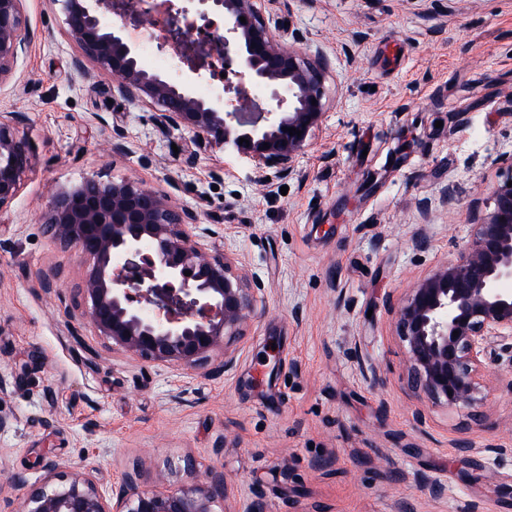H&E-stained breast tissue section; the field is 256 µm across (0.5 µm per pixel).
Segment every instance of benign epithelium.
Listing matches in <instances>:
<instances>
[{
	"label": "benign epithelium",
	"instance_id": "1",
	"mask_svg": "<svg viewBox=\"0 0 512 512\" xmlns=\"http://www.w3.org/2000/svg\"><path fill=\"white\" fill-rule=\"evenodd\" d=\"M60 2L83 54L74 66L92 60L112 90L159 107L160 124L190 130L203 149L232 148L257 170L281 175L321 125L328 60L276 39L264 20L265 0H164L158 48H178L187 66L178 77L146 67L140 48L125 38L126 22L154 17L148 0ZM30 41L22 0H0V82ZM218 62L236 81L224 83V96L204 98L196 86L218 75ZM252 88L264 89L270 102L258 106ZM290 128L301 135H290ZM30 163L17 117L1 112L0 209L16 196ZM498 164L493 208L474 213L464 244L393 308L410 386L448 408L481 404L489 360L512 355L506 343L512 339V156ZM191 219L168 195L139 181L95 179L55 191L37 217L61 247L92 257L80 288L82 317L112 349L196 370L222 351L228 370L235 363L230 344L255 316L261 284L247 287L226 257L205 251L200 236L217 231L204 227L196 234ZM224 492V474L213 469L167 491L141 490L137 474L128 473L110 504L88 474L65 477L51 463L44 482L25 490L11 512H215Z\"/></svg>",
	"mask_w": 512,
	"mask_h": 512
}]
</instances>
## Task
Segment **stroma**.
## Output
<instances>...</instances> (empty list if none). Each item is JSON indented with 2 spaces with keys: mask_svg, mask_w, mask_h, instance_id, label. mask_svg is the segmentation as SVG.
Returning a JSON list of instances; mask_svg holds the SVG:
<instances>
[{
  "mask_svg": "<svg viewBox=\"0 0 512 512\" xmlns=\"http://www.w3.org/2000/svg\"><path fill=\"white\" fill-rule=\"evenodd\" d=\"M23 11L31 43L0 84V113L20 116L32 146L0 208V500L51 461L107 494L135 469L140 488L171 490L213 468L226 483L215 512H512V459L486 451L512 448V361L490 365L483 405H433L408 386L392 314L463 244L512 154V0H270L273 34L330 67L321 125L267 181L114 94L92 61L75 69L60 0ZM88 179L170 195L214 226L208 252L262 283L233 368L147 362L65 318L90 261L37 216Z\"/></svg>",
  "mask_w": 512,
  "mask_h": 512,
  "instance_id": "35a3bbf8",
  "label": "stroma"
}]
</instances>
